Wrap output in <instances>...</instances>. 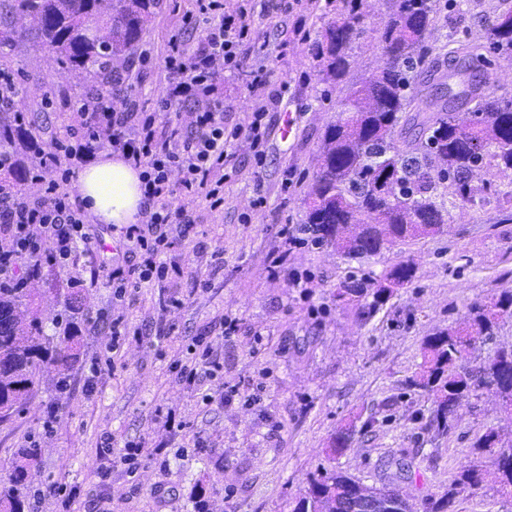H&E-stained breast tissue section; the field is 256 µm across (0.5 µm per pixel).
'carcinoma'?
<instances>
[{"mask_svg": "<svg viewBox=\"0 0 512 512\" xmlns=\"http://www.w3.org/2000/svg\"><path fill=\"white\" fill-rule=\"evenodd\" d=\"M437 2L394 0L393 17L380 36L385 66L351 83L339 101L308 192L305 233L314 244L359 258L439 234L453 210L481 204L490 193L500 197L505 186L512 203V180L498 181L512 173V93L466 82L457 92L448 90V98L433 100L422 98L416 87ZM159 8L160 0H6L0 4V26H5L0 41L12 38L9 24L18 15L57 54L64 69L99 80L110 93L113 63L129 57ZM88 23L115 33L105 43L90 41L85 36ZM355 23L352 17L328 30L319 52L320 78L328 86L350 71ZM452 53L464 69L486 53L512 57V9L495 17L482 42H459ZM416 98L424 107L406 114ZM414 274L413 262L401 261L380 281L350 278L351 287L339 289L337 296L365 299L360 316L368 319ZM506 319H512V291L474 303L461 323L426 337L423 364L408 385L433 399L431 425L437 432L448 433L449 414L482 388L494 389L504 409L512 412V349H499L477 366L468 361L476 340L491 339ZM80 347L72 322L58 340L45 336L33 289L0 288V415L20 407L44 373L55 374L58 388L66 387ZM351 442L350 429L336 430L330 454L341 453ZM472 448L495 457V469L465 466L456 485L475 493L491 481L498 493L512 497V442L489 431L477 436ZM40 455L35 443L19 449L10 486L0 490V512H25L29 475ZM365 489L344 471L324 468L293 512H359ZM456 495L451 489L425 510L455 512Z\"/></svg>", "mask_w": 512, "mask_h": 512, "instance_id": "1", "label": "carcinoma"}]
</instances>
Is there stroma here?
<instances>
[{
	"instance_id": "35a3bbf8",
	"label": "stroma",
	"mask_w": 512,
	"mask_h": 512,
	"mask_svg": "<svg viewBox=\"0 0 512 512\" xmlns=\"http://www.w3.org/2000/svg\"><path fill=\"white\" fill-rule=\"evenodd\" d=\"M467 3L465 13L444 7L434 18L426 45L442 77L428 84L427 96L445 95L458 83L449 50L482 37L497 14L512 8V0ZM251 5V27L266 56L245 55L235 75H220L215 94L224 102L225 125H246L256 106L249 73L261 62L280 101L266 117L263 164H256L247 137L233 140L223 205L213 210L196 201L188 206L192 228H169V256L180 263V278L166 286L143 284L130 302L113 299L94 274L122 262L124 243L112 225L97 224L100 248L77 249L67 267L44 266L29 282L48 335H58L55 322L65 317L71 289H81L82 304L75 313L80 356L67 389L42 378L18 411L0 419V482L18 448L34 440L42 450L28 512H291L325 465L369 486H396L423 512L463 466L491 469L490 456L472 453L476 436L492 430L512 437V413L492 390L463 400L451 430L441 435L430 424L431 400L407 386L426 336L459 323L471 304L512 290V222L498 223L492 198L480 208L454 210L441 234L359 259L301 241L304 201L342 96L320 80L319 46L348 10L343 0H292L285 14L279 0ZM393 6V0H362L347 81L381 67L380 32ZM198 9V0H161L137 52L114 65L123 76L113 86L114 109L133 99L139 111L190 127L194 102L161 108L159 89L172 35L193 45L201 34ZM142 49L149 50L148 61H140ZM0 70L20 86L26 130L44 148L65 136L74 100L97 89L22 33L0 44ZM292 236L298 244H289ZM274 253L286 259L272 275L267 266ZM407 258L416 265L414 280L369 320L359 317L358 301L337 298L349 277H378ZM228 314L239 319L230 337L223 325ZM118 316L142 337L127 338L113 365L103 366L93 389H86L89 368ZM195 336L207 338L222 369L188 386L177 381L173 364ZM223 386L235 388L232 401L203 402V392ZM340 427L352 429L351 446L327 456ZM107 435L116 446L142 442L157 452L128 473L114 455L101 453Z\"/></svg>"
}]
</instances>
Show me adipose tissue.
<instances>
[{
	"label": "adipose tissue",
	"instance_id": "1",
	"mask_svg": "<svg viewBox=\"0 0 512 512\" xmlns=\"http://www.w3.org/2000/svg\"><path fill=\"white\" fill-rule=\"evenodd\" d=\"M73 189L93 223L120 227L142 218V170L122 153H99L76 174Z\"/></svg>",
	"mask_w": 512,
	"mask_h": 512
}]
</instances>
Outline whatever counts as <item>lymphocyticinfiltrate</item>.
<instances>
[{
	"label": "lymphocytic infiltrate",
	"mask_w": 512,
	"mask_h": 512,
	"mask_svg": "<svg viewBox=\"0 0 512 512\" xmlns=\"http://www.w3.org/2000/svg\"><path fill=\"white\" fill-rule=\"evenodd\" d=\"M202 35L196 46L181 39L170 42L166 58L168 80L160 89L166 104L193 100L197 109L190 131L180 126H162L155 114L134 109L115 111L91 107L87 99L76 100L66 139L53 140L50 148L0 149V171L13 172L26 166L33 173L42 194L31 198L24 191L0 184V229L9 244L0 247V288L23 287L43 266L65 264L75 242L87 252L96 249L91 222L72 194L73 168L87 161L101 148L127 154L143 167L145 207L138 224L121 227L127 250L139 254L141 262L115 264L98 271L103 283L117 297L144 281L165 282L179 273L177 263L167 258L171 243L166 226L190 223L188 203L208 201L219 208L223 199L226 148L239 135H247L254 148H262L267 127L263 119L275 94L269 93L264 67L251 71L249 88L257 97H266L255 108L246 127L226 128L224 104L214 99V82L223 72L240 68V49L253 42L248 22L250 6L242 0L235 11H223L220 0H201ZM179 182H171V173Z\"/></svg>",
	"instance_id": "1"
}]
</instances>
